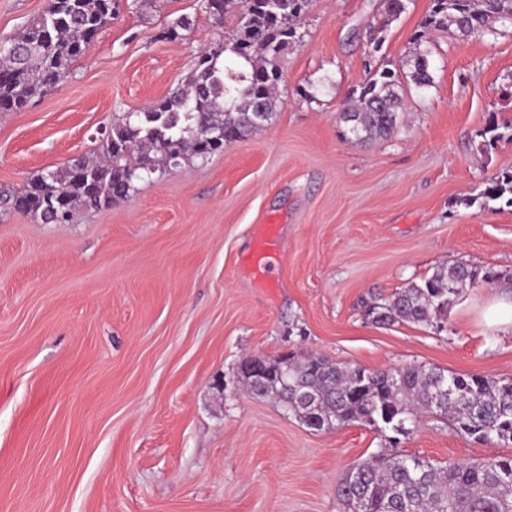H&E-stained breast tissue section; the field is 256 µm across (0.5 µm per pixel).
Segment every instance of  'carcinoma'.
<instances>
[{"instance_id":"1","label":"carcinoma","mask_w":512,"mask_h":512,"mask_svg":"<svg viewBox=\"0 0 512 512\" xmlns=\"http://www.w3.org/2000/svg\"><path fill=\"white\" fill-rule=\"evenodd\" d=\"M311 0H204L216 24L241 13L237 31L219 50L198 57L186 88L154 103L136 119L115 123L107 136L110 161L74 160L63 172L36 175L20 192L0 194V205L46 224L71 221L78 207L99 209L134 189L145 156L175 164L206 157L271 121L279 107L280 62L297 37ZM116 0H48L40 22L0 50V112H15L35 95L60 87L112 20ZM512 25V0H430L414 32L418 49L408 70L381 65L344 105L340 122L356 141L388 139L398 127L405 91L434 84L431 35L495 33ZM235 67L220 62L225 52ZM487 208L512 207V170L478 195L464 199ZM479 271L456 263L411 282L384 304L367 306L377 325L431 324L447 316ZM272 375L243 377L251 394L273 397L316 430L359 423L395 433L431 413L476 442L512 443V379L463 375L436 366L409 365L388 372L295 352L267 359ZM337 493L346 512H512V456L481 462L433 464L415 455L379 454L344 471Z\"/></svg>"}]
</instances>
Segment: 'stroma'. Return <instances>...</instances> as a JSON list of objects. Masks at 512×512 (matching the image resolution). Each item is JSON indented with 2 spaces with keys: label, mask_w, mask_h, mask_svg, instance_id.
Masks as SVG:
<instances>
[{
  "label": "stroma",
  "mask_w": 512,
  "mask_h": 512,
  "mask_svg": "<svg viewBox=\"0 0 512 512\" xmlns=\"http://www.w3.org/2000/svg\"><path fill=\"white\" fill-rule=\"evenodd\" d=\"M430 0L385 22L381 0H313L280 67L272 121L207 159L141 171L134 192L70 223L0 207V512H344L350 465L397 451L445 463L512 456L426 414L407 433L316 431L240 376L292 351L371 370L434 365L512 379V208L466 206L512 169V26L436 38L434 85L386 140L343 134L367 76L366 32L405 65ZM47 0H0V43ZM190 29L165 32L178 17ZM202 0H120L64 85L0 112V191L109 160L112 123L181 88L231 37ZM497 122L488 150L480 132ZM280 218L271 284L246 263ZM490 272L441 327L364 317L437 268Z\"/></svg>",
  "instance_id": "35a3bbf8"
}]
</instances>
